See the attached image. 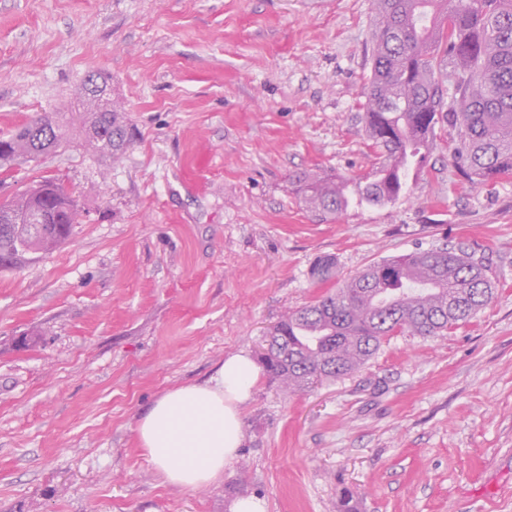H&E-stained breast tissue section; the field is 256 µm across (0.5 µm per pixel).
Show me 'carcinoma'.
Wrapping results in <instances>:
<instances>
[{"label": "carcinoma", "mask_w": 512, "mask_h": 512, "mask_svg": "<svg viewBox=\"0 0 512 512\" xmlns=\"http://www.w3.org/2000/svg\"><path fill=\"white\" fill-rule=\"evenodd\" d=\"M372 67L362 119L379 167L353 193L334 180L299 172L293 183L305 204L327 218L352 201L386 207L409 195V180L427 156L416 142L441 119L458 128L452 159L473 185L512 176V0H376ZM452 65L443 90L436 77ZM76 123L47 113L0 137V167L35 159L79 138L118 160L130 138L124 114L86 78L76 90ZM76 200L51 179L0 203V264L48 251L78 223ZM312 282L336 284L318 300L289 311L273 329L262 364L292 393L313 381L360 371L396 332L438 336L468 321L495 297L496 286L476 252L446 247L383 258L344 279L325 255Z\"/></svg>", "instance_id": "carcinoma-1"}]
</instances>
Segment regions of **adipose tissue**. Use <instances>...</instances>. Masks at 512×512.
<instances>
[{"instance_id":"ef3b65f1","label":"adipose tissue","mask_w":512,"mask_h":512,"mask_svg":"<svg viewBox=\"0 0 512 512\" xmlns=\"http://www.w3.org/2000/svg\"><path fill=\"white\" fill-rule=\"evenodd\" d=\"M258 380L248 355L230 354L208 380L165 391L137 418L138 445L166 484L196 489L223 480L242 443V408Z\"/></svg>"}]
</instances>
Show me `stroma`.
<instances>
[{"instance_id": "1", "label": "stroma", "mask_w": 512, "mask_h": 512, "mask_svg": "<svg viewBox=\"0 0 512 512\" xmlns=\"http://www.w3.org/2000/svg\"><path fill=\"white\" fill-rule=\"evenodd\" d=\"M374 22V0H0V137L70 116L93 72L133 129L119 161L75 143L0 179V201L51 178L80 208L68 241L0 265V512H337L346 491L357 512H512V178L467 183L441 123L394 205L324 221L292 183L375 168ZM442 244L483 255L489 305L301 393L261 375L223 481L163 483L136 418L256 356L324 294L319 257L344 277Z\"/></svg>"}]
</instances>
